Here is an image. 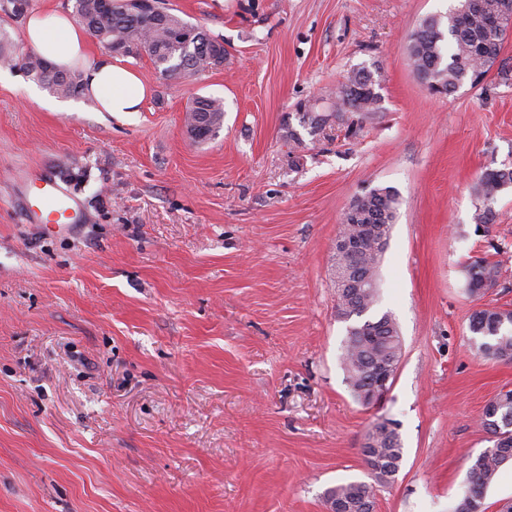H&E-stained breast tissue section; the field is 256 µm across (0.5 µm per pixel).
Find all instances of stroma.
<instances>
[{
    "instance_id": "35a3bbf8",
    "label": "stroma",
    "mask_w": 512,
    "mask_h": 512,
    "mask_svg": "<svg viewBox=\"0 0 512 512\" xmlns=\"http://www.w3.org/2000/svg\"><path fill=\"white\" fill-rule=\"evenodd\" d=\"M457 0H167L223 41V67L164 79L111 114L49 106L15 65L24 17L0 0V512H326L327 488L370 478V424L404 457L376 512H450L487 446L485 404L512 363L481 357L472 313L512 310V185L479 227L475 186L512 169V33L478 85L436 94L411 32ZM373 73L369 114L311 131L347 73ZM224 101L197 142L184 115ZM295 140H288V132ZM54 175L81 208L42 234L29 183ZM400 195L373 316L404 354L384 402L354 400L340 364L332 264L358 194ZM502 264L484 296L466 266ZM187 133L199 142L215 136L224 123V102L220 98L200 96L192 100L185 113Z\"/></svg>"
}]
</instances>
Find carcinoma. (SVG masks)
<instances>
[{
	"mask_svg": "<svg viewBox=\"0 0 512 512\" xmlns=\"http://www.w3.org/2000/svg\"><path fill=\"white\" fill-rule=\"evenodd\" d=\"M476 11L459 6L443 18L424 19L409 37V65L416 78L428 89L440 94L456 91L466 81H474L494 66L499 56L505 32L492 22L501 0H482ZM74 11L86 31L106 50L122 57L139 59L146 55L168 78L205 72L224 65V42L202 27L191 40L192 47L180 46V32L188 21L163 8L164 14L149 26L140 17L124 10L120 4L106 0H74ZM16 65L28 77L60 97L81 93L82 78L77 71H50L45 60L34 52L21 54ZM371 73L358 70L346 77L336 94L334 111L311 117L313 131L322 130L330 120H341L347 108L359 112L376 110L378 95ZM224 123V102L215 97L200 96L192 100L185 113V128L199 142L216 135ZM512 184V170L484 173L477 187L478 196L491 201L503 188ZM400 199L391 187L369 190L357 205L365 215V224L377 225L374 237L363 242L352 257L335 253L334 275L340 278L347 267L366 280L355 297L338 295L336 316L344 322L365 316L377 303L379 268L383 253L395 223ZM499 276L498 264L486 259L475 262L467 270L466 292L479 298L486 293L485 281ZM469 329L479 337L476 351L481 356L512 362V310L485 307L474 312ZM403 355V340L399 327L389 313L375 319L348 326L342 346L341 361L345 381L352 396L361 404H372L370 395L381 367L398 369ZM498 415L491 419L481 414L479 426L489 434L491 426L500 430V437L478 455L470 466L466 485L451 512H471L472 500L483 497L496 480L501 467L512 461V396L501 398ZM388 420H377L368 429L361 452H369L373 472L371 481H351L338 484L324 493L325 505H336L349 512L371 508L376 487L395 481L402 457L403 445L398 431L387 427Z\"/></svg>",
	"mask_w": 512,
	"mask_h": 512,
	"instance_id": "cac0c4a2",
	"label": "carcinoma"
}]
</instances>
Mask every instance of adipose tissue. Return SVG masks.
Masks as SVG:
<instances>
[{"label":"adipose tissue","mask_w":512,"mask_h":512,"mask_svg":"<svg viewBox=\"0 0 512 512\" xmlns=\"http://www.w3.org/2000/svg\"><path fill=\"white\" fill-rule=\"evenodd\" d=\"M23 39L40 57L56 67H83L84 92L96 100L100 111H140L149 94L147 85L136 71L117 63L92 59L87 32L60 11L31 13L23 27Z\"/></svg>","instance_id":"obj_1"}]
</instances>
